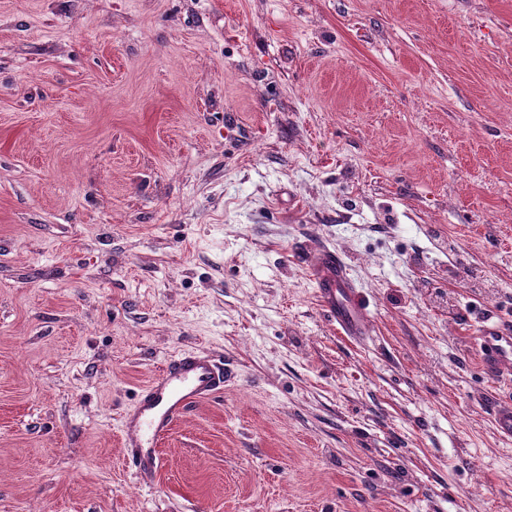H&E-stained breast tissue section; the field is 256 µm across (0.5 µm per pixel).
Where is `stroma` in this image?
<instances>
[{"instance_id":"obj_1","label":"stroma","mask_w":512,"mask_h":512,"mask_svg":"<svg viewBox=\"0 0 512 512\" xmlns=\"http://www.w3.org/2000/svg\"><path fill=\"white\" fill-rule=\"evenodd\" d=\"M486 314L512 0H0V512H512ZM185 350L235 379L145 481L122 416ZM308 269L319 305L336 330L349 339H360L369 328L370 315L347 264L335 251L322 248L310 259Z\"/></svg>"}]
</instances>
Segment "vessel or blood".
<instances>
[{"label":"vessel or blood","instance_id":"1","mask_svg":"<svg viewBox=\"0 0 512 512\" xmlns=\"http://www.w3.org/2000/svg\"><path fill=\"white\" fill-rule=\"evenodd\" d=\"M308 269L319 305L337 331L360 339L369 328L370 315L347 264L335 251L323 248L310 259ZM474 348L487 376L512 374V332L502 324L485 322ZM229 377L223 364L205 354L184 351L165 361L122 417L123 445L137 475L159 470L160 442L194 403L222 392Z\"/></svg>","mask_w":512,"mask_h":512}]
</instances>
